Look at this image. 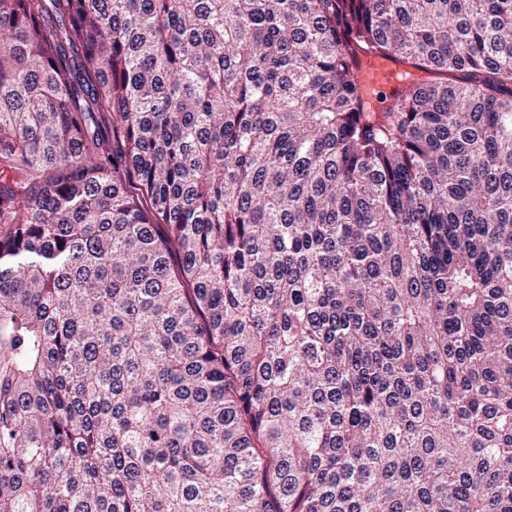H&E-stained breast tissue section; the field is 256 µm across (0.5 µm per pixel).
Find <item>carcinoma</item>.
Here are the masks:
<instances>
[{"instance_id":"1","label":"carcinoma","mask_w":512,"mask_h":512,"mask_svg":"<svg viewBox=\"0 0 512 512\" xmlns=\"http://www.w3.org/2000/svg\"><path fill=\"white\" fill-rule=\"evenodd\" d=\"M0 512H512V0H0ZM359 78L368 92V102L373 112H380L382 101H376L373 92L394 99L406 85V66L385 56L366 55L360 58Z\"/></svg>"}]
</instances>
